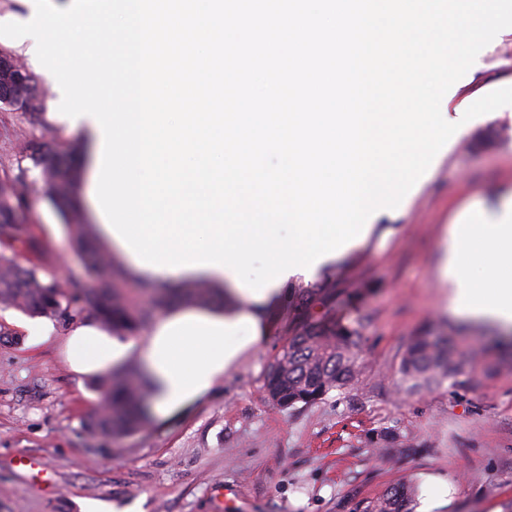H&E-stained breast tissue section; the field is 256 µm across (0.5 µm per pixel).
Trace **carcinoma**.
I'll use <instances>...</instances> for the list:
<instances>
[{
	"label": "carcinoma",
	"mask_w": 512,
	"mask_h": 512,
	"mask_svg": "<svg viewBox=\"0 0 512 512\" xmlns=\"http://www.w3.org/2000/svg\"><path fill=\"white\" fill-rule=\"evenodd\" d=\"M77 147L66 145L55 136L26 143L23 158L39 170L52 204L66 217L71 228L70 246L88 259L93 282L73 288L58 287V277L48 274L53 252L36 237L24 219V199L12 182H0V305L31 317H52L62 301L83 304L114 332L135 336L152 317L174 301L201 305L215 302L211 289L202 286L171 288L156 294L142 289L143 303L125 293L120 274L106 252L96 245L94 232L82 221L74 194ZM34 254L40 263H24L20 253ZM362 345L361 324L334 315L306 319L288 338L279 356L265 372L268 399L282 407L298 403L313 405L332 391L351 385L359 376ZM477 350L453 345L446 336L417 333L400 355L399 373L407 392L458 384ZM105 409L91 419L88 433L120 438L143 428L148 419L149 388L137 368L127 365L112 371L100 387ZM416 491L409 481L390 487L380 498L369 502L364 512H414Z\"/></svg>",
	"instance_id": "carcinoma-1"
}]
</instances>
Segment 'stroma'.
<instances>
[{
    "label": "stroma",
    "mask_w": 512,
    "mask_h": 512,
    "mask_svg": "<svg viewBox=\"0 0 512 512\" xmlns=\"http://www.w3.org/2000/svg\"><path fill=\"white\" fill-rule=\"evenodd\" d=\"M512 75V28L500 31L467 77L491 83ZM37 115L0 109V180L16 179L29 203L33 233L66 258L59 276L91 283L70 229L36 171L19 174V150L50 124L61 140L81 144L48 114L53 79L38 71ZM512 179V115L472 127L425 181L405 212L376 225L331 272L289 282L271 312L273 330L246 351L202 402L155 420L129 436L91 437L85 425L100 403L101 378L69 368L64 343L83 316L62 303L48 340L30 336L26 314L0 308V323L18 332L0 345V512H83L101 501L114 512H361L403 478L418 487L415 512H512V351L488 328L441 314L438 251L454 213ZM346 314L362 324V367L348 390L321 403L283 410L263 390L267 365L293 321ZM455 328L479 337L482 354L457 386L414 396L400 392L398 364L410 336ZM391 428L407 447L382 454L370 442ZM30 456L47 469L40 484L18 466Z\"/></svg>",
    "instance_id": "35a3bbf8"
}]
</instances>
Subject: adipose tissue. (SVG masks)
<instances>
[{
	"label": "adipose tissue",
	"instance_id": "ef3b65f1",
	"mask_svg": "<svg viewBox=\"0 0 512 512\" xmlns=\"http://www.w3.org/2000/svg\"><path fill=\"white\" fill-rule=\"evenodd\" d=\"M97 230L131 278L165 288L202 282L224 299L220 307L173 305L137 338L114 336L98 321L78 324L67 337L66 359L78 374H105L136 358L150 387L154 418L170 419L205 399L250 345L267 336V312L282 287L270 286L256 299L238 288L229 271L143 267L105 224H98ZM441 251L438 274L448 289L446 306L451 313L512 328V191L456 214L441 240ZM479 259L490 268L487 276L472 273Z\"/></svg>",
	"mask_w": 512,
	"mask_h": 512
}]
</instances>
